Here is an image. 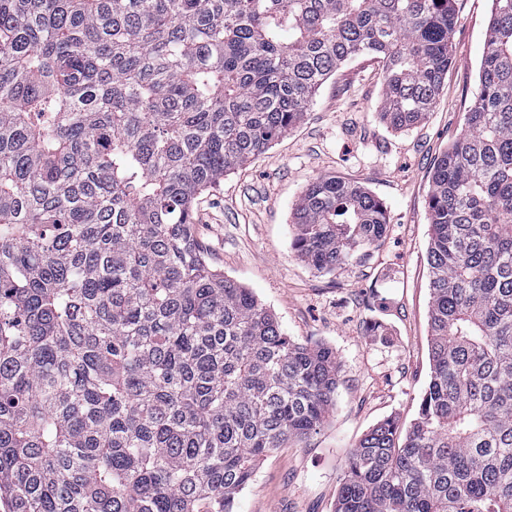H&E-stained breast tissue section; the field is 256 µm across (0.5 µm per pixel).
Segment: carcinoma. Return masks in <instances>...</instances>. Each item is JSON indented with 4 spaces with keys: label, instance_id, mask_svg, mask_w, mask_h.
Segmentation results:
<instances>
[{
    "label": "carcinoma",
    "instance_id": "cac0c4a2",
    "mask_svg": "<svg viewBox=\"0 0 512 512\" xmlns=\"http://www.w3.org/2000/svg\"><path fill=\"white\" fill-rule=\"evenodd\" d=\"M455 0H0V499L10 512H234L319 431L340 370L206 259L201 191L307 116L347 60L382 121L426 119ZM430 380L358 441L334 512H512V0L428 204ZM292 246L320 273L388 232L320 177Z\"/></svg>",
    "mask_w": 512,
    "mask_h": 512
}]
</instances>
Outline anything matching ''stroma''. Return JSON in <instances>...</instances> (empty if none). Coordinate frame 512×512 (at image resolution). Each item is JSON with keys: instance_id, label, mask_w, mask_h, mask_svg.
I'll use <instances>...</instances> for the list:
<instances>
[{"instance_id": "stroma-1", "label": "stroma", "mask_w": 512, "mask_h": 512, "mask_svg": "<svg viewBox=\"0 0 512 512\" xmlns=\"http://www.w3.org/2000/svg\"><path fill=\"white\" fill-rule=\"evenodd\" d=\"M455 9L453 63L423 123L386 128L382 65L354 58L318 89L301 124L197 200L209 264L250 288L286 336L331 347L341 369L322 429L261 462L235 512H333L361 436L384 418L417 415L430 376L431 175L477 96L492 0H455ZM321 176L360 182L386 207L389 233L365 265L322 274L292 248L293 209Z\"/></svg>"}]
</instances>
